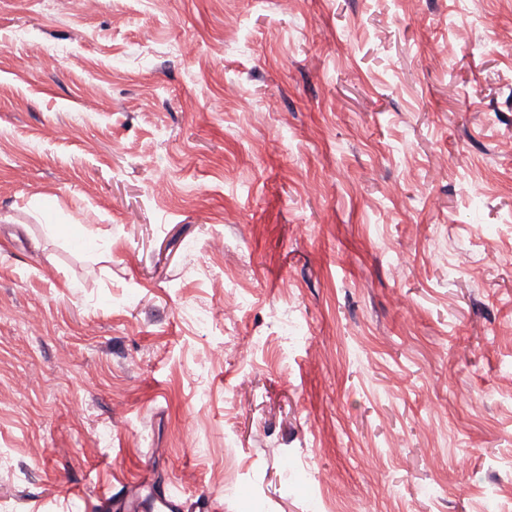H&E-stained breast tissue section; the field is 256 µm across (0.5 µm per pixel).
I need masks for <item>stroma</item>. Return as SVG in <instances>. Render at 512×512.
Here are the masks:
<instances>
[{"label": "stroma", "mask_w": 512, "mask_h": 512, "mask_svg": "<svg viewBox=\"0 0 512 512\" xmlns=\"http://www.w3.org/2000/svg\"><path fill=\"white\" fill-rule=\"evenodd\" d=\"M145 467L512 512V0H0V512Z\"/></svg>", "instance_id": "obj_1"}]
</instances>
